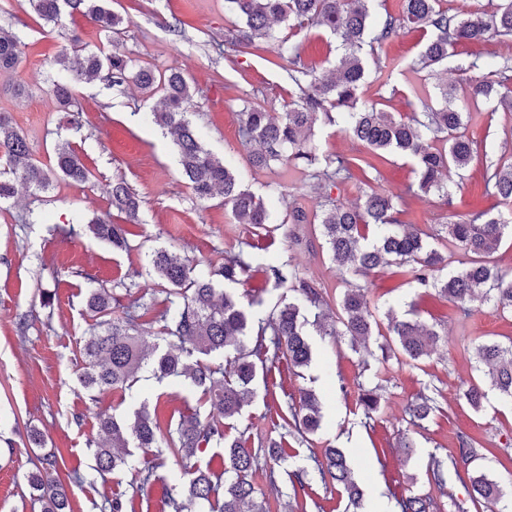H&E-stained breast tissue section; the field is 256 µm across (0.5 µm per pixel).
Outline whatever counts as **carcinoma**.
Listing matches in <instances>:
<instances>
[{
	"mask_svg": "<svg viewBox=\"0 0 512 512\" xmlns=\"http://www.w3.org/2000/svg\"><path fill=\"white\" fill-rule=\"evenodd\" d=\"M108 2L29 0V5L48 23L58 25L65 16L78 13L108 34L118 35L123 18L112 12ZM370 2L224 0V13L236 19L224 34V59L231 63L238 48L269 36L273 21L287 23L305 38L314 29H325L336 36L342 49L335 76L324 78L304 65L302 42H280L274 65L285 72L291 86L288 103L282 112L245 108L238 130L241 145L249 149L255 168H269L283 161L305 165L311 188L322 198L316 219L323 247L340 272L366 282L376 269L395 265L418 287L448 298L465 315L472 313L470 304L478 299L512 314V273L491 259L505 233H512V162L487 161L483 165L486 195L495 199L499 211L481 209L464 219L441 222L435 225L434 234L403 219L406 210L399 194L371 192L355 205L332 197V191L345 184L369 180L370 174L378 171L375 160L393 153L411 162L422 193L438 197L439 205L445 208L451 206L442 173L452 167L466 171L477 151L474 140L466 134L464 103L480 100L493 112L500 108L512 112V65L503 63L490 77L470 78L462 89L441 85L438 107L404 116L360 103L365 78L363 50L372 52L399 32L416 29L427 37L421 41L414 65L421 70L432 68L447 61L457 45L512 37V0H499L482 11L469 8L467 0H462L451 13L441 7L440 0H401L399 10L386 9L382 14L373 13ZM20 63L18 39L9 27L0 24V71L15 72ZM55 63L64 76L54 81L51 93L61 107L72 112L74 127L79 126L81 115L76 87L99 78L104 71L114 87L131 81L147 93L162 91L163 107L152 113V119L171 135L181 175L194 198L205 202L218 193L231 207L237 223L257 228L269 223L263 200L243 187L233 167L202 145L188 118L190 109L198 106V92L180 69L159 73L146 66L136 68L122 53L86 50L77 36L71 38V51H62ZM321 116L330 121L339 117L341 129L366 144L372 157H319L311 136ZM0 156L10 172L6 178L0 177V205L13 199L20 187L30 193L43 192L57 178L81 184L92 178L68 141L58 143L49 164L34 162L25 136L4 112H0ZM110 195L112 207L125 215V223L99 218L90 221L86 229L95 238L127 250V225L142 223L140 203L122 179L112 180ZM445 239L476 259L461 270L444 273L448 257L435 242ZM252 272V257L242 250L224 257V262L202 276L192 261L160 247L151 253V285L143 288L134 281L121 282L118 287L124 289L123 295L106 288L88 289L85 308L92 324L83 341L84 366L77 381L90 399L109 391L130 390L139 372L147 371L158 382L183 379L188 387L201 392L208 405L206 415L181 413L170 417L164 427L158 411L150 410L145 402L131 419L99 412L97 432L88 440V447L100 477L123 471L126 454L120 449L137 448L142 453L139 491L163 466L166 450L181 466L179 489L167 495L169 512H195V506L204 502L210 512H266L265 502L256 499L251 475L263 458L269 463V477H274L275 468L285 460L288 438L304 439L317 432L321 423L319 400L308 389L289 398L277 413L289 430L266 448H247L239 440H228L227 422L255 401L260 369L284 364L296 370L310 364L312 348L302 310L314 313L312 325L321 336H348L365 342L378 323L367 299V285H348L336 301L338 315L333 316L322 289L289 262L267 264L264 273L273 288L293 291L294 299H280L266 318L256 321L232 288L249 279ZM134 288L140 296L122 304L123 296L131 295ZM159 292L165 294V307L158 319L160 336L148 352L139 332L136 308L147 296L155 300ZM388 318L389 335L409 361L421 360L439 341V332L417 319L398 318L391 312ZM475 354L486 367L490 389L512 400V341L482 343ZM432 403L430 397L421 395L409 412L424 419L433 409ZM209 445L224 449L223 470L202 469L192 462ZM479 453L477 439L462 434L449 466L470 485L472 501L482 506L483 512H512V499H507L502 485L483 472L469 469ZM37 460L40 467L30 475L29 485L36 492L34 501L40 504V512H72L68 484L83 480L80 471L73 468L66 478H60L59 459L52 450L38 455ZM313 462L321 480L331 478L350 504L358 503L360 491L341 449L328 447L322 458L315 457ZM397 504L400 512H429L426 499L416 494L400 496Z\"/></svg>",
	"mask_w": 512,
	"mask_h": 512,
	"instance_id": "cac0c4a2",
	"label": "carcinoma"
}]
</instances>
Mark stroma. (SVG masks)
<instances>
[{
	"mask_svg": "<svg viewBox=\"0 0 512 512\" xmlns=\"http://www.w3.org/2000/svg\"><path fill=\"white\" fill-rule=\"evenodd\" d=\"M110 7L125 20L121 34L112 38L81 16L53 25L41 20L27 0H0V23L12 28L24 50L17 72L0 73V112L11 115L35 159L48 162L58 141L65 139L94 175L86 184L58 180L35 196L19 192L0 210V512H40L27 482L35 469L28 440L34 431L41 433L46 448L55 450L66 467L79 468L85 477L82 484L70 488L73 512H98V504L107 498L122 500L126 512H169L165 492L180 482L177 462L166 457L155 481L138 494L132 488L138 460H131L112 478L101 479L92 468L93 455L87 446L96 433V415L108 411L125 417L143 402L167 415L203 412L207 406L200 393L176 382L160 385L147 376L131 391L89 399L76 381L89 323L84 308L88 289H110L145 273L148 256L157 247L186 256L202 274L219 262L221 254L246 248L255 263L277 257L298 266L324 289L328 302H335L345 289L313 225H297L301 241L296 244L277 230L268 233L237 223L222 197L202 203L193 198L179 174L175 146L148 118L159 107V96H147L132 85L125 93H117L104 77L79 86L83 121L76 131L67 113L46 92L50 79L60 75L55 57L75 34L90 50L109 46L134 64L159 72L180 68L199 91L200 106L189 118L202 145L230 163L243 185L263 199L277 227L293 210L317 211L320 198L310 191L301 166L254 169L239 143L238 128L244 104L279 112L288 101V82L272 61L291 29L273 24L271 38L242 49L231 64L216 52L228 22L224 0H111ZM175 24L182 26L183 35L172 32ZM419 40V33L403 31L367 55L364 103L387 112H419L435 105L438 85L465 80L470 62H479L486 73L503 59H512V38L504 37L456 47L444 64L417 70L413 63ZM395 59L401 62L396 69L390 66ZM20 81L28 92L18 97L14 86ZM468 133L477 143L478 154L464 177L447 176L453 199L449 209H439L433 197L416 191L410 165L394 155L380 163L377 179L342 188L340 200L353 204L374 190L401 194L407 219L426 231L431 230L435 215L450 218L477 207L489 208L483 163L488 157H512V112L472 113ZM313 142L323 153L350 157L367 153L363 144L325 119L316 123ZM115 177L127 182L141 205L142 222L133 226L127 250L114 249L84 232L87 222L97 217L123 223V214L112 208L106 193ZM69 224L79 228V235L60 238L56 226ZM42 267L57 269L58 280H37L35 273ZM45 288L56 292L48 306L41 297ZM369 298L379 308L377 321L383 327L388 324L387 311L402 317L410 303H417L421 320L440 334L437 346L417 362L406 361L397 352L382 362L364 350L377 348L383 336H372L369 344L362 345L344 336L311 334L309 367L296 375L269 373L254 403L227 431L229 438L259 448L281 433L276 426L278 402L302 388L315 389L321 397L323 419L311 443L288 447V457L275 478H267L261 468L253 473L258 498L268 512H344L347 497L335 486L314 475L296 491L288 476L289 471L311 467V454L322 453L332 444L350 462L361 492L359 512H368L374 495L392 501L409 493L428 497L431 512H479L469 488L454 472H447L446 485L440 488L430 481L429 468L432 460L444 463L454 456L457 437L465 433L483 446L477 468L503 486H512V403L492 392L475 409L463 395L468 384L484 379L475 346L511 339L512 316L502 314L493 303L477 301L471 316L461 318L452 302L433 291L421 292L395 266L379 270ZM23 316L30 327L22 334L17 322ZM363 386L379 389V407L369 418L358 407ZM422 393L433 394L436 407L427 419H411L408 407ZM402 433L415 444L412 455L396 446Z\"/></svg>",
	"mask_w": 512,
	"mask_h": 512,
	"instance_id": "35a3bbf8",
	"label": "stroma"
}]
</instances>
